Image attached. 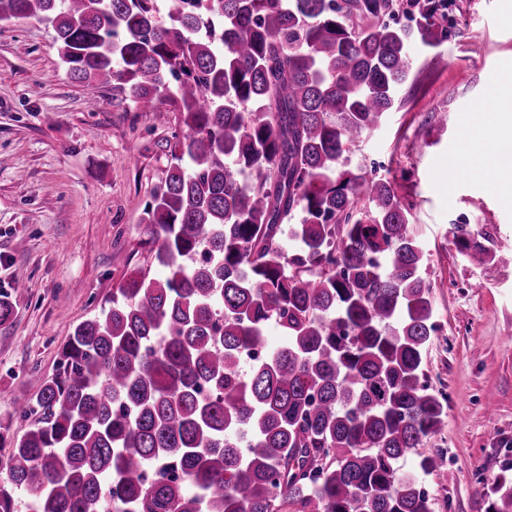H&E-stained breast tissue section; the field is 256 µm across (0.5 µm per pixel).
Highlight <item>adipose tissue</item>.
Returning <instances> with one entry per match:
<instances>
[{
	"mask_svg": "<svg viewBox=\"0 0 512 512\" xmlns=\"http://www.w3.org/2000/svg\"><path fill=\"white\" fill-rule=\"evenodd\" d=\"M495 108L486 121L474 125L469 133L470 150L458 159L466 167L481 168L489 182L507 187L512 171L504 169L502 158L512 159V90L495 91Z\"/></svg>",
	"mask_w": 512,
	"mask_h": 512,
	"instance_id": "obj_1",
	"label": "adipose tissue"
}]
</instances>
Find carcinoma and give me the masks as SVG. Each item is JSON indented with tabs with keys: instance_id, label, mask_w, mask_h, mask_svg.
Here are the masks:
<instances>
[{
	"instance_id": "carcinoma-1",
	"label": "carcinoma",
	"mask_w": 512,
	"mask_h": 512,
	"mask_svg": "<svg viewBox=\"0 0 512 512\" xmlns=\"http://www.w3.org/2000/svg\"><path fill=\"white\" fill-rule=\"evenodd\" d=\"M420 0H0L49 24L71 77L179 112L143 211L159 278L130 273L17 402L0 460L30 512H432L399 461L447 417L425 383V254L394 184L347 168L447 37ZM467 261L490 250L458 240ZM275 325L284 343L265 351ZM262 349L247 373L240 357ZM442 450L418 453L440 475ZM487 512H512V480Z\"/></svg>"
}]
</instances>
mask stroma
<instances>
[{
    "label": "stroma",
    "mask_w": 512,
    "mask_h": 512,
    "mask_svg": "<svg viewBox=\"0 0 512 512\" xmlns=\"http://www.w3.org/2000/svg\"><path fill=\"white\" fill-rule=\"evenodd\" d=\"M448 35L413 47V87L347 154L350 165L392 181L427 258L437 330L425 351L448 416L425 444L447 455L425 477L433 512H485L486 493L512 466V198L485 179L448 175L465 125L492 112L493 87L512 85V0H448ZM485 52L472 53L471 33ZM180 130L172 104L137 111L102 89L89 106L53 31L34 19L0 23V421L10 438L30 427L16 401L55 374L75 327L100 315L132 270H162L148 253L143 209L165 176ZM478 231L493 257L469 263L460 231Z\"/></svg>",
    "instance_id": "stroma-1"
}]
</instances>
